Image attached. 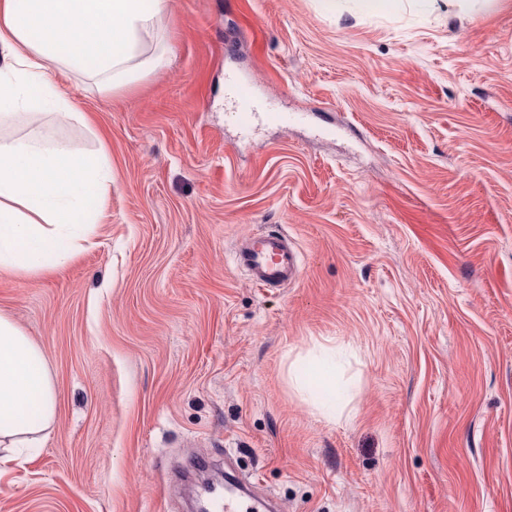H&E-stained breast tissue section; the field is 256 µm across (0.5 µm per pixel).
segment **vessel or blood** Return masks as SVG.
Listing matches in <instances>:
<instances>
[{"instance_id": "vessel-or-blood-1", "label": "vessel or blood", "mask_w": 512, "mask_h": 512, "mask_svg": "<svg viewBox=\"0 0 512 512\" xmlns=\"http://www.w3.org/2000/svg\"><path fill=\"white\" fill-rule=\"evenodd\" d=\"M233 260L259 288L294 282L300 274L296 251L279 234L244 238L236 246Z\"/></svg>"}]
</instances>
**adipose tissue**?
<instances>
[{
    "instance_id": "ef3b65f1",
    "label": "adipose tissue",
    "mask_w": 512,
    "mask_h": 512,
    "mask_svg": "<svg viewBox=\"0 0 512 512\" xmlns=\"http://www.w3.org/2000/svg\"><path fill=\"white\" fill-rule=\"evenodd\" d=\"M167 0H0V129L51 110L78 122L49 64L121 91L165 64L147 54ZM110 184L104 151L31 127L0 132V272H57L91 242ZM56 390L40 346L0 313V447L36 452L55 423Z\"/></svg>"
}]
</instances>
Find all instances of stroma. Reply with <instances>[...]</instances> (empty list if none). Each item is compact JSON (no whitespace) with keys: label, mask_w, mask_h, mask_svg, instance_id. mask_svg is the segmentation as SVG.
<instances>
[{"label":"stroma","mask_w":512,"mask_h":512,"mask_svg":"<svg viewBox=\"0 0 512 512\" xmlns=\"http://www.w3.org/2000/svg\"><path fill=\"white\" fill-rule=\"evenodd\" d=\"M168 2L135 86L47 70L112 183L64 269L0 273L57 399L0 512H192L199 461L280 512H512V0ZM267 231L295 283L234 264Z\"/></svg>","instance_id":"stroma-1"}]
</instances>
